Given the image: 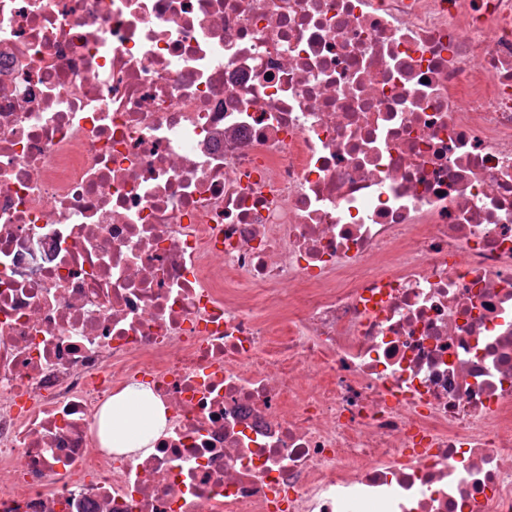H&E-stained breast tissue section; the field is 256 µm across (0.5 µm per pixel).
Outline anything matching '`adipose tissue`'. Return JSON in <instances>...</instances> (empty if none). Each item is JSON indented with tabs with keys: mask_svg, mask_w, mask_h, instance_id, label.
Instances as JSON below:
<instances>
[{
	"mask_svg": "<svg viewBox=\"0 0 512 512\" xmlns=\"http://www.w3.org/2000/svg\"><path fill=\"white\" fill-rule=\"evenodd\" d=\"M167 423L165 409L151 390L131 384L104 405L99 436L103 445L114 452L145 456Z\"/></svg>",
	"mask_w": 512,
	"mask_h": 512,
	"instance_id": "ef3b65f1",
	"label": "adipose tissue"
}]
</instances>
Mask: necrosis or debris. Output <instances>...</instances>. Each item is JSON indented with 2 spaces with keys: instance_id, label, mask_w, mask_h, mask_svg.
Listing matches in <instances>:
<instances>
[{
  "instance_id": "1",
  "label": "necrosis or debris",
  "mask_w": 512,
  "mask_h": 512,
  "mask_svg": "<svg viewBox=\"0 0 512 512\" xmlns=\"http://www.w3.org/2000/svg\"><path fill=\"white\" fill-rule=\"evenodd\" d=\"M0 512H512V0H0ZM167 423L164 406L151 390L130 384L102 408L99 436L114 452L146 456Z\"/></svg>"
}]
</instances>
